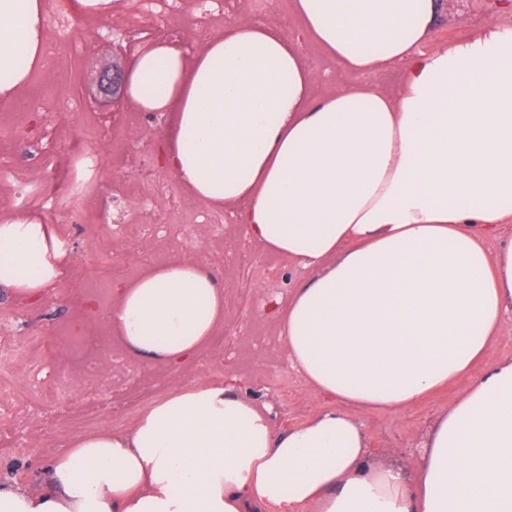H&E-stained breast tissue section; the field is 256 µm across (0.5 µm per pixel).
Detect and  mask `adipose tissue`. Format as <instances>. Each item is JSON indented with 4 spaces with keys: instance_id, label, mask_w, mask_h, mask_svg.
<instances>
[{
    "instance_id": "obj_1",
    "label": "adipose tissue",
    "mask_w": 512,
    "mask_h": 512,
    "mask_svg": "<svg viewBox=\"0 0 512 512\" xmlns=\"http://www.w3.org/2000/svg\"><path fill=\"white\" fill-rule=\"evenodd\" d=\"M298 31L253 21L187 54L128 60L127 94L165 124L169 174L232 208L264 250L309 270L276 317L291 368L328 409L287 431L232 385H178L130 429L71 440L39 490L0 471V512H512V24L443 46L437 0H292ZM356 74L313 98L303 39ZM46 0H0V104L47 66ZM69 248L40 215L0 218V288L45 297ZM104 316L132 355L179 367L224 322L193 257L113 286ZM420 462L379 456L351 410L399 412L462 378ZM512 355V323L508 325L500 339L487 350L482 367L491 366L498 360Z\"/></svg>"
}]
</instances>
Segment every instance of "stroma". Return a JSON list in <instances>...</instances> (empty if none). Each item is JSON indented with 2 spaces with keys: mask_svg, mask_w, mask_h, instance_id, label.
Listing matches in <instances>:
<instances>
[{
  "mask_svg": "<svg viewBox=\"0 0 512 512\" xmlns=\"http://www.w3.org/2000/svg\"><path fill=\"white\" fill-rule=\"evenodd\" d=\"M193 6L208 12L211 33L215 36L226 33L235 23L255 18L251 0H229L225 6L220 0H178L177 9L159 17L158 23L177 31L179 47L190 54L199 52L204 46L203 40L195 35L191 19L183 15L184 8ZM508 21L512 22V12L499 10L490 15L486 12L484 0H475L472 11L465 16L458 19L447 17L433 32L431 41L437 45L457 41L488 23ZM68 23L80 29L75 44L69 49L71 90L56 86L53 73L43 71L32 80L33 86L40 89L38 97H35L37 108H29L28 102L33 97L25 90L13 103L0 104V114L13 115L17 131L22 132L30 125L35 111L51 113L57 124L82 138L88 150L104 157L101 170L103 186L120 180L142 182V197L152 212L181 224L182 255L205 262L224 286V324L220 329L224 336L226 365L223 379H242L244 396L270 407L271 425L275 430L284 431L304 423L320 412L324 403L290 368L277 325L268 316L266 307L273 300L288 299L293 288L308 278V271L293 260L263 252L247 237L243 225L230 222L218 231L205 224V204L176 184L173 176L156 171L144 179L136 168L112 167L110 159L116 153L142 158L153 154L160 143L162 124L160 120L146 115L141 125L125 128L115 137L99 136L100 122L115 111L111 97L100 92L94 81L96 72L112 63L111 28L104 17L86 28L81 17L72 14ZM303 51L314 74L316 97H324L336 87L360 82V75L348 71L339 74L326 72L328 60L314 42H305ZM62 150V143L47 136L28 143L19 142L16 152L6 163V178L0 179V215L18 212L19 184L40 181L45 162ZM107 206L111 209L120 206L125 210L124 220L117 231H110L97 216L82 215L79 200H69L62 206L43 199L40 194H33L31 210L42 213L47 223L69 228L67 243L71 262L66 280L85 277L84 257L91 245L102 239H111L112 255L120 264L133 262L139 255L151 253L159 247L160 237L137 224V203L122 197L108 201ZM224 239L231 242L237 256L218 262L214 259V250ZM66 280L54 283L42 304L30 305L29 314L22 321L12 318L13 294L0 288V322L11 321L14 334L26 338L33 345L64 332L75 305L80 302L79 297L68 291ZM134 369L124 389L130 404L135 407L162 397L174 384H190L205 379L204 374H188L182 370L169 371L163 378L158 374L159 364L147 361L135 362ZM466 385V380L462 379L401 412L378 410L359 414L358 419L375 452L381 455L394 453L411 464L416 460V449L430 422L448 410ZM135 421V416L129 415L98 424L78 409L73 413L71 429L66 431L49 425L28 431L18 438L11 433L0 432V464L10 467L18 481L34 487L38 484L41 469L77 435L104 429L123 430L133 426ZM19 443L25 446V454H16L15 446Z\"/></svg>",
  "mask_w": 512,
  "mask_h": 512,
  "instance_id": "stroma-1",
  "label": "stroma"
}]
</instances>
